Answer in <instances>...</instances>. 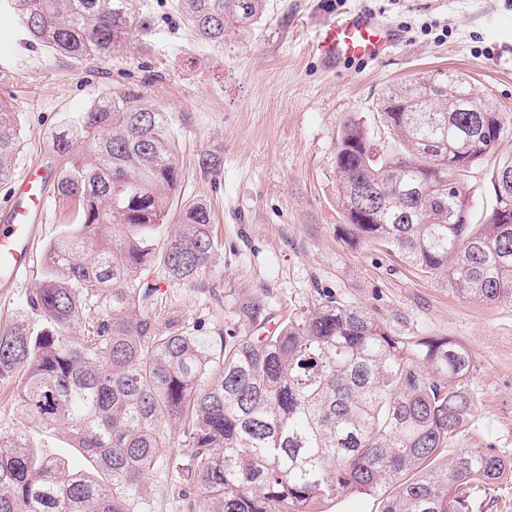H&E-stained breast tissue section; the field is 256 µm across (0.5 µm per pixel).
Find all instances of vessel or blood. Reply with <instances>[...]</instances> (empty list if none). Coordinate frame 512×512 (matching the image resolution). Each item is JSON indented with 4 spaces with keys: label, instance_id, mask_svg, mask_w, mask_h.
<instances>
[{
    "label": "vessel or blood",
    "instance_id": "vessel-or-blood-1",
    "mask_svg": "<svg viewBox=\"0 0 512 512\" xmlns=\"http://www.w3.org/2000/svg\"><path fill=\"white\" fill-rule=\"evenodd\" d=\"M394 43V31L376 12L359 9L326 24L316 49L330 61L373 60L386 54ZM51 176L40 159H33L12 180L10 198L0 206L1 295L11 293L33 272L36 243L48 221L43 186Z\"/></svg>",
    "mask_w": 512,
    "mask_h": 512
}]
</instances>
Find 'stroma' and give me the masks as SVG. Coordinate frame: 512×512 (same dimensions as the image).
I'll list each match as a JSON object with an SVG mask.
<instances>
[{
  "label": "stroma",
  "instance_id": "obj_1",
  "mask_svg": "<svg viewBox=\"0 0 512 512\" xmlns=\"http://www.w3.org/2000/svg\"><path fill=\"white\" fill-rule=\"evenodd\" d=\"M375 10L399 35L374 61L327 62L320 30L353 9ZM154 26L113 60L73 62L16 44L13 13L0 10V97L19 114L25 149L16 167L50 154V134L97 96L139 90L171 115L181 196L207 202L219 244L195 285L162 284V310L204 336L267 334L318 302L356 305L412 342L446 336L475 362L471 417L442 457L493 448L512 458V299L458 296L445 277L411 266L386 247L352 244L336 204L335 143L343 118L377 127L389 85L421 76H468L478 94L512 113V0H271L253 30L216 49L198 43L174 0H149ZM219 154L221 169L199 164ZM495 153L458 175L481 225L493 204ZM195 492L173 470L147 479L138 512H192Z\"/></svg>",
  "mask_w": 512,
  "mask_h": 512
}]
</instances>
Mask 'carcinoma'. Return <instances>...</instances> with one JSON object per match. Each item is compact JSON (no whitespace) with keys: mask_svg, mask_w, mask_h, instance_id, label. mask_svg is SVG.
<instances>
[{"mask_svg":"<svg viewBox=\"0 0 512 512\" xmlns=\"http://www.w3.org/2000/svg\"><path fill=\"white\" fill-rule=\"evenodd\" d=\"M7 6L33 43L63 57L110 61L151 31L136 0ZM178 10L201 43L222 47L260 22L267 0H178ZM376 112L394 146L355 115L336 141L346 237L446 276L464 299H511L512 155L476 231L456 175L501 145L512 114L458 74L398 83ZM51 143L53 192L77 224L46 246L40 288L0 326V381L17 382L28 421L0 429V512H135L148 476L170 465L195 489L198 512H322L386 485L381 512H472L489 486L512 479V458L492 448L436 460L474 407L475 365L454 339L410 343L363 308L330 302L216 345L155 313L159 283L197 282L217 250L210 207L176 204L168 113L136 91L98 98ZM21 146L17 113L0 99V183ZM172 425L185 464L168 450ZM31 430L64 433L81 461L34 452Z\"/></svg>","mask_w":512,"mask_h":512,"instance_id":"1","label":"carcinoma"}]
</instances>
